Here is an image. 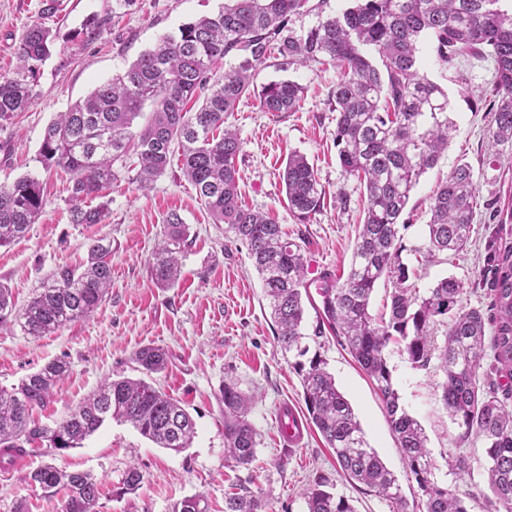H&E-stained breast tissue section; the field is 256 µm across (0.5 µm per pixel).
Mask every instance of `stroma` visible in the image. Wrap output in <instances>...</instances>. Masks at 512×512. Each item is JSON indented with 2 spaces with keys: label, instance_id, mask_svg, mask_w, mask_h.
Listing matches in <instances>:
<instances>
[{
  "label": "stroma",
  "instance_id": "1",
  "mask_svg": "<svg viewBox=\"0 0 512 512\" xmlns=\"http://www.w3.org/2000/svg\"><path fill=\"white\" fill-rule=\"evenodd\" d=\"M61 2L62 10L46 16L44 0H0V73L14 68L15 49L26 27L42 23L57 34L52 56L36 77L33 102L0 126V185L30 174L41 183L44 197L37 223L23 238L0 248V282L11 288L16 309H23L50 273L83 263L89 239L103 235L112 240V282L90 317L55 334L34 338L15 322L1 328L0 387L19 384L51 360H66L68 376L50 403L33 414L36 423L51 426L104 378L140 377L135 354L154 346L166 352L168 363L149 380L188 411L196 435L190 447L174 451L154 444L130 424L111 419L77 448L55 452L39 443L29 445L15 465L0 467V512H61L62 496H45L26 479L45 462L91 473L100 484L98 512H171L176 501L190 496L203 497L209 512H224L225 496L238 492L260 498L266 512H304V490L322 478L348 499L354 512H390L384 500L337 471L334 453L319 432L307 431L300 447L280 443L279 405L305 407L294 368L296 355L282 350L276 340L262 283L245 246L229 241L223 225L213 223L179 166L168 167L145 192L128 180L118 181L107 192L105 223L73 224L68 175L46 170L39 161L44 130L58 113L142 51L158 46L180 25L216 13L224 0H136L90 44L78 35L81 24L87 17L108 13L112 0ZM420 57L421 74L448 92L456 130L447 152L410 194L402 259L417 264L413 283L420 293H427L438 279L453 276L464 285L463 305L483 307L490 301L492 248L497 238L512 234V223H499L493 216L494 209L512 205V160L496 159L488 142L491 116L485 105L492 70L488 62L472 57L440 69L427 47ZM287 79L304 88L297 111L264 112L249 98L229 115L228 123L243 143L237 161L239 188L247 205L269 213L302 245L307 269L337 279L348 273L366 197L336 161V114L329 100L336 70L291 65L274 57L257 68L254 83ZM294 151L314 166L324 190L320 211L304 224L290 213L279 178ZM461 162L471 165L477 184L471 239L459 254L416 261L413 251L425 243L429 200L439 181ZM173 211L187 224L191 244L182 257L178 283L161 288L152 278V253L162 239L164 219ZM318 327L317 311L306 306L304 345L326 360L369 445L394 472L403 495L412 497L417 485L406 473L378 393L335 336L318 334ZM387 361L402 404L425 429L438 483L455 492L469 512H492L480 493L485 444L476 437L460 440L441 400L445 376L438 362L412 368L396 344L388 347ZM229 378L255 397L249 419L260 443L255 459L244 466L224 459V415L218 396ZM459 453L468 456L470 473L457 474L446 466V457ZM133 468L141 473L142 483L129 493L123 481Z\"/></svg>",
  "mask_w": 512,
  "mask_h": 512
}]
</instances>
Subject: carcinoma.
Segmentation results:
<instances>
[{
	"label": "carcinoma",
	"instance_id": "cac0c4a2",
	"mask_svg": "<svg viewBox=\"0 0 512 512\" xmlns=\"http://www.w3.org/2000/svg\"><path fill=\"white\" fill-rule=\"evenodd\" d=\"M309 0H228L222 10L178 28L154 50L142 52L121 74L98 85L49 124L40 162L72 175L70 222L103 224L109 215L105 191L120 178L149 188L178 157L184 177L214 223L243 244L269 302L276 339L296 352L308 417L342 473L386 500L392 512H409L394 474L365 438L350 402L339 391L326 361L301 344L303 291L307 290L301 246L288 238L267 213L242 202L236 159L243 143L226 126L241 100L255 97L264 112H295L304 88L291 80L255 88L252 71L272 51L290 65L336 66L330 92L336 111L334 142L342 171L358 179L367 199L346 278L323 289L322 327L340 339L380 393L399 453L414 477L420 512H468L464 501L432 474L427 437L420 422L400 403L387 364L391 343L415 369L440 361L445 380L442 401L460 437L486 445L487 489L494 512H512V242L492 255V301L488 309L463 306V284L440 279L425 294L410 283L402 261L400 218L420 177L448 150L455 123L447 92L420 73L421 42L426 39L443 69L472 56L493 66L492 112L488 140L494 149L512 148V0H352L342 12L321 19L296 35L293 18ZM56 34L30 26L16 48V68L0 74V123L24 111L35 96V80L51 57ZM239 58L229 71L217 65ZM145 122L134 127L141 116ZM282 182L293 217L305 223L320 210L322 188L314 166L299 152L288 155ZM477 188L471 166L458 164L429 203L428 255L462 251L471 238ZM100 198L95 206L88 202ZM43 194L37 178L26 175L0 186V247L24 237L37 222ZM188 247L186 225L171 212L153 254L152 272L161 288L174 285ZM112 239L87 244L86 263L61 267L43 283L18 315L23 331L51 335L84 319L98 307L112 282ZM382 280L391 283L388 313L375 317L371 297ZM15 305L11 288L0 283V327ZM446 327L443 345L438 327ZM490 347V372L480 382L481 352ZM142 372L161 371L166 353L144 347L135 354ZM69 370L57 359L10 389L0 387V463L13 462L36 441L56 451L76 448L111 418L130 423L162 448L191 445L195 424L174 399L143 378L104 380L91 395L52 427L41 426L33 411L45 407ZM224 406V456L237 465L255 456L257 430L249 420L251 398L232 379L220 390ZM44 493L64 494L63 512H94L99 487L91 474L46 463L27 474ZM306 512H353L348 500L318 481L304 492ZM171 512H208L200 496L185 497ZM224 512H264L262 501L233 493Z\"/></svg>",
	"mask_w": 512,
	"mask_h": 512
}]
</instances>
